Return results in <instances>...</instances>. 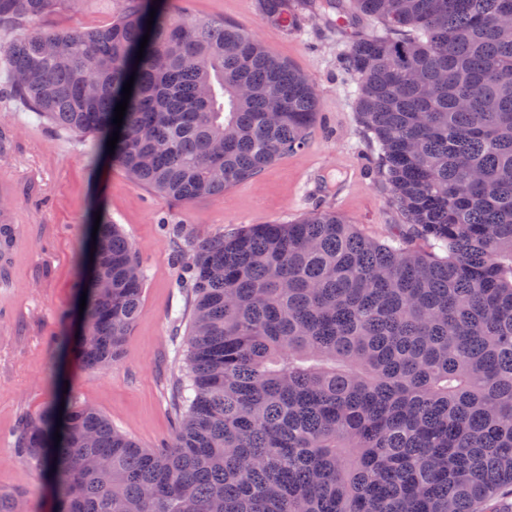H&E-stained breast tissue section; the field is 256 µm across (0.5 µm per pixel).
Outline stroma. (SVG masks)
I'll return each mask as SVG.
<instances>
[{"label": "stroma", "mask_w": 512, "mask_h": 512, "mask_svg": "<svg viewBox=\"0 0 512 512\" xmlns=\"http://www.w3.org/2000/svg\"><path fill=\"white\" fill-rule=\"evenodd\" d=\"M187 6L197 18L224 19L269 45L311 81L319 112L304 148L189 204L131 180L96 136L26 111L6 93L11 73L0 55V179L12 180L11 204L23 219L13 260L0 268V492L24 493L26 512H52L53 501L40 468L19 454L16 432L48 405H90L145 448L171 441L187 329L181 317L187 291L175 256L188 240L286 223L317 210L336 212L379 241L411 232L388 201L378 149L360 122L354 77L341 57L345 34L314 15L301 31L283 35L262 24L259 0H188ZM120 10V0H74L22 27L1 28L0 46L23 30L102 27ZM99 213L130 240L145 282L119 360L84 371L73 349L56 346L55 339L78 334L76 283Z\"/></svg>", "instance_id": "obj_1"}]
</instances>
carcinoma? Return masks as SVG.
Returning <instances> with one entry per match:
<instances>
[{"mask_svg":"<svg viewBox=\"0 0 512 512\" xmlns=\"http://www.w3.org/2000/svg\"><path fill=\"white\" fill-rule=\"evenodd\" d=\"M67 2L0 0V28ZM260 10L283 34L309 14L348 32L360 120L414 237L379 242L322 212L188 242L172 440L143 448L74 402L27 420L21 453L48 477L55 512H481L512 486V35L498 24L512 0ZM371 16L383 33L360 32ZM0 53L29 111L104 143L119 131L113 161L175 201L303 148L318 112L308 78L264 42L180 0H125L106 27L31 30ZM138 266L101 217L77 283L80 368L118 360ZM23 506L0 492V512Z\"/></svg>","mask_w":512,"mask_h":512,"instance_id":"carcinoma-1","label":"carcinoma"}]
</instances>
